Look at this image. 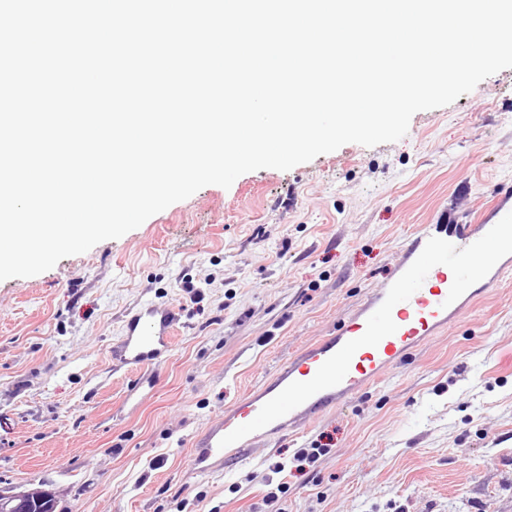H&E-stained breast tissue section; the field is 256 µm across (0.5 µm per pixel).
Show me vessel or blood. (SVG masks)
<instances>
[{
  "instance_id": "1",
  "label": "vessel or blood",
  "mask_w": 512,
  "mask_h": 512,
  "mask_svg": "<svg viewBox=\"0 0 512 512\" xmlns=\"http://www.w3.org/2000/svg\"><path fill=\"white\" fill-rule=\"evenodd\" d=\"M512 271V192L504 191L470 224H421L403 245L394 275L369 291L329 336L278 370L259 392L235 403L194 443L196 474L221 468L258 439L300 429L306 420L377 382L449 325ZM178 314L141 305L123 321L112 348L114 366L145 371L163 362L174 343Z\"/></svg>"
}]
</instances>
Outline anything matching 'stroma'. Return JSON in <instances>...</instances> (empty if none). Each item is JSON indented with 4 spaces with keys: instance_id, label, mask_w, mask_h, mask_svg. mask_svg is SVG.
I'll return each instance as SVG.
<instances>
[{
    "instance_id": "obj_1",
    "label": "stroma",
    "mask_w": 512,
    "mask_h": 512,
    "mask_svg": "<svg viewBox=\"0 0 512 512\" xmlns=\"http://www.w3.org/2000/svg\"><path fill=\"white\" fill-rule=\"evenodd\" d=\"M506 186L512 69L417 112L398 141L205 186L0 281V480L50 489L60 512H512V274L301 430L207 476L190 455L392 275L415 225L466 223ZM145 301L179 313L172 351L147 373L115 370L122 318ZM314 443L325 454L296 471Z\"/></svg>"
}]
</instances>
